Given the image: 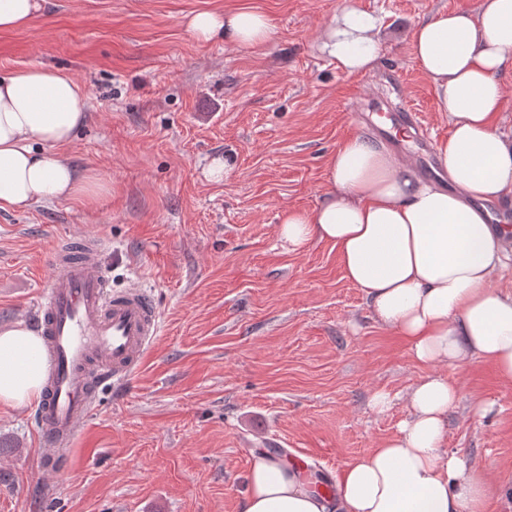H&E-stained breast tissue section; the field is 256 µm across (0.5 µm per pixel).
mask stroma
<instances>
[{
  "instance_id": "35a3bbf8",
  "label": "stroma",
  "mask_w": 512,
  "mask_h": 512,
  "mask_svg": "<svg viewBox=\"0 0 512 512\" xmlns=\"http://www.w3.org/2000/svg\"><path fill=\"white\" fill-rule=\"evenodd\" d=\"M379 19L377 65L348 74L322 53L344 0H46L26 28L0 32V72L44 65L85 89L86 124L62 148L108 190L94 204L0 210V328L34 324L62 245L99 235L111 289L151 291L162 331L139 372L98 390L71 470L42 468L35 407L0 403V512H240L252 461L269 448L342 470L391 438L426 375L378 324L335 248L288 251V208L328 189L326 156L371 134L373 100L417 112L447 138L410 34L478 0H354ZM251 6L275 30L243 51L197 41L186 15ZM221 181L208 179L214 160ZM462 392L445 447L505 487L512 512V387L490 364L444 371ZM391 404L371 410L375 393ZM492 403L486 417L471 404Z\"/></svg>"
}]
</instances>
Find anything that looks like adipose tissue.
Returning <instances> with one entry per match:
<instances>
[{
	"label": "adipose tissue",
	"instance_id": "obj_1",
	"mask_svg": "<svg viewBox=\"0 0 512 512\" xmlns=\"http://www.w3.org/2000/svg\"><path fill=\"white\" fill-rule=\"evenodd\" d=\"M199 41L251 50L269 42V18L252 9L186 16ZM378 20L346 0L321 50L346 72L373 68ZM411 54L430 81L451 130L437 147L450 187L421 178L381 143L343 141L327 160L330 187L312 210H289L280 236L299 252L331 243L346 278L374 319L431 367L410 389L397 434L345 464L336 495L310 490L298 470L254 460L241 512H485L504 486L458 452H444L459 388L438 366L478 360L512 386V290L493 287L507 261L512 226L489 209L512 190V144L496 125L504 74H512V0H480L473 13L419 21ZM83 87L66 72L31 65L0 74V210L97 200L102 186L56 154L85 122ZM46 370L42 340L28 328L0 329V401L35 400Z\"/></svg>",
	"mask_w": 512,
	"mask_h": 512
}]
</instances>
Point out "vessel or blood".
<instances>
[{"mask_svg":"<svg viewBox=\"0 0 512 512\" xmlns=\"http://www.w3.org/2000/svg\"><path fill=\"white\" fill-rule=\"evenodd\" d=\"M52 265L36 305L47 362L36 423L48 459L60 446H75L95 410L97 389L132 377L160 329L156 303L144 288L108 290L94 245L84 244L78 260L53 255Z\"/></svg>","mask_w":512,"mask_h":512,"instance_id":"b4317fda","label":"vessel or blood"}]
</instances>
